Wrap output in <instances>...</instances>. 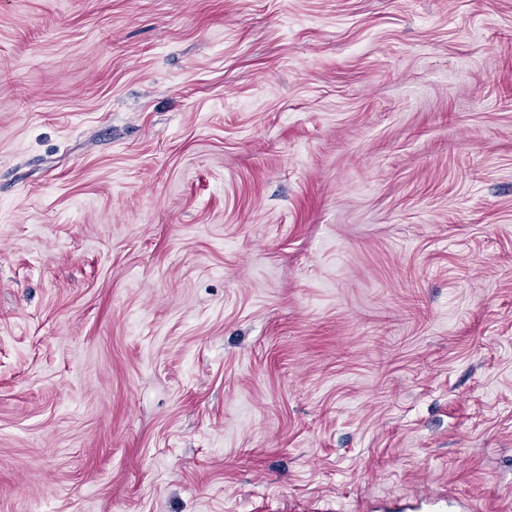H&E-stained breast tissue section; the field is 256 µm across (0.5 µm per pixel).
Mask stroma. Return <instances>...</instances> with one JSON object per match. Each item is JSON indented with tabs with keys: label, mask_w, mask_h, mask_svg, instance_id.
I'll return each mask as SVG.
<instances>
[{
	"label": "stroma",
	"mask_w": 512,
	"mask_h": 512,
	"mask_svg": "<svg viewBox=\"0 0 512 512\" xmlns=\"http://www.w3.org/2000/svg\"><path fill=\"white\" fill-rule=\"evenodd\" d=\"M512 512V0H0V512Z\"/></svg>",
	"instance_id": "stroma-1"
}]
</instances>
